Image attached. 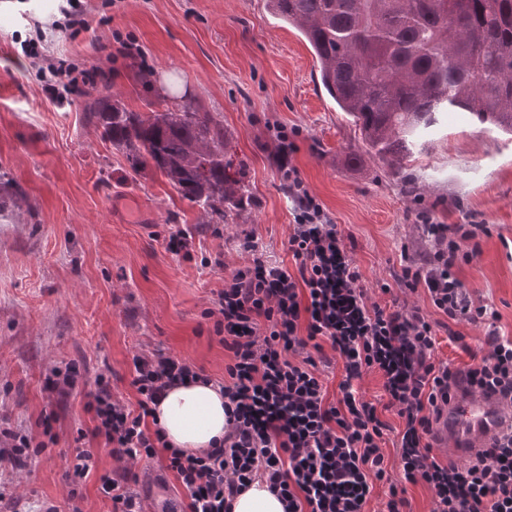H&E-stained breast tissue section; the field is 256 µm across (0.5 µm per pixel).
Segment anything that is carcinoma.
<instances>
[{"label": "carcinoma", "mask_w": 512, "mask_h": 512, "mask_svg": "<svg viewBox=\"0 0 512 512\" xmlns=\"http://www.w3.org/2000/svg\"><path fill=\"white\" fill-rule=\"evenodd\" d=\"M312 47L327 94L368 152L403 165L443 114L464 112L512 135V0H268ZM132 110L109 91L89 96L84 121L225 224L251 201L224 122L189 101Z\"/></svg>", "instance_id": "carcinoma-1"}]
</instances>
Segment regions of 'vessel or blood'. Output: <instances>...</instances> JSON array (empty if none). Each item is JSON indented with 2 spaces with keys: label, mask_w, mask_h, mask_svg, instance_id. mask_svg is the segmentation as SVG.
I'll use <instances>...</instances> for the list:
<instances>
[{
  "label": "vessel or blood",
  "mask_w": 512,
  "mask_h": 512,
  "mask_svg": "<svg viewBox=\"0 0 512 512\" xmlns=\"http://www.w3.org/2000/svg\"><path fill=\"white\" fill-rule=\"evenodd\" d=\"M512 421V409L504 408L492 399L477 402L462 397L448 409L442 426L444 435L452 436L459 454L468 455L488 445L507 422Z\"/></svg>",
  "instance_id": "1"
}]
</instances>
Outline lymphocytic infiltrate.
Here are the masks:
<instances>
[{
  "label": "lymphocytic infiltrate",
  "mask_w": 512,
  "mask_h": 512,
  "mask_svg": "<svg viewBox=\"0 0 512 512\" xmlns=\"http://www.w3.org/2000/svg\"><path fill=\"white\" fill-rule=\"evenodd\" d=\"M277 141L292 203L288 252L294 266L268 259L255 237L246 236L241 247L252 260L225 277L204 312L231 354L221 384L223 440L201 453L169 446L160 427L150 424L156 400L167 387L208 377L161 351L134 355L135 405L114 398L107 373L84 394L92 426L79 432L67 459L71 512H81V483L96 465L94 443L119 464L99 477L111 512H147L129 488L136 479L130 466L155 458L174 473L188 512H232L235 498L257 479L282 498L285 512H365L380 482L389 485L386 512H405L407 488L419 484L431 491L433 512H512V430L496 435L464 467L442 463L434 453L438 426L458 395L512 404L511 339L491 329L487 352L472 354L463 368L434 356L439 318L491 326L498 319L460 277L488 227L447 224L434 209L418 210L423 244L402 245L397 281L401 292L425 291L435 315L404 303L369 302L344 235L291 162L294 138L281 133ZM327 349L344 371L333 397L316 361ZM367 372L383 379L379 399H365L354 387ZM388 412L402 423L396 481L383 451ZM53 421L49 412L34 427L1 428L0 468L26 467L56 444Z\"/></svg>",
  "instance_id": "obj_1"
}]
</instances>
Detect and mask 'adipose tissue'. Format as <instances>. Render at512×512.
I'll return each instance as SVG.
<instances>
[{
  "instance_id": "obj_1",
  "label": "adipose tissue",
  "mask_w": 512,
  "mask_h": 512,
  "mask_svg": "<svg viewBox=\"0 0 512 512\" xmlns=\"http://www.w3.org/2000/svg\"><path fill=\"white\" fill-rule=\"evenodd\" d=\"M155 416L177 448L199 453L224 436V397L210 383L188 381L167 389L157 400Z\"/></svg>"
}]
</instances>
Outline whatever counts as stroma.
<instances>
[{
    "instance_id": "obj_1",
    "label": "stroma",
    "mask_w": 512,
    "mask_h": 512,
    "mask_svg": "<svg viewBox=\"0 0 512 512\" xmlns=\"http://www.w3.org/2000/svg\"><path fill=\"white\" fill-rule=\"evenodd\" d=\"M62 0H0V175L27 196L0 207V426L27 427L55 410L58 435L23 470L0 471V488L20 512L63 505L66 457L90 427L84 390L112 371V392L128 405L131 358L161 350L220 380L229 354L202 311L234 268L251 255L253 234L267 254L288 253L292 217L275 151L278 131H298L292 163L307 188L349 235L369 301L389 300L382 285L400 272V246L418 241L414 212L435 207L441 220L476 215L490 229L460 276L474 299L492 304L499 335L512 338V136L449 114L402 169L364 148L350 117L326 94L309 45L270 13L267 0H82L87 29L54 27ZM32 13L49 24L40 46L78 69L112 72L110 91L133 110L143 95L166 107L202 102L232 138L235 163L254 197L230 224L197 223V208L162 178L132 172L120 151L85 125L83 95L58 102L25 56ZM140 45L141 63L97 43ZM149 70L152 88L135 84ZM182 80L180 95L163 80ZM193 237L192 260L168 252L171 230ZM222 257L223 266L211 260ZM460 340H453V333ZM487 326L461 321L439 330L435 355L451 366L483 348ZM74 361L78 390L56 401L45 389L54 367Z\"/></svg>"
}]
</instances>
